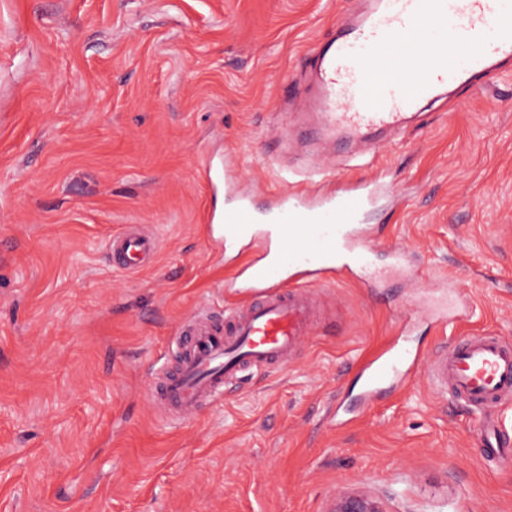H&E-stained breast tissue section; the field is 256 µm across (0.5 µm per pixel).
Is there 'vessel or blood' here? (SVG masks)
<instances>
[{
    "instance_id": "1",
    "label": "vessel or blood",
    "mask_w": 512,
    "mask_h": 512,
    "mask_svg": "<svg viewBox=\"0 0 512 512\" xmlns=\"http://www.w3.org/2000/svg\"><path fill=\"white\" fill-rule=\"evenodd\" d=\"M361 23L332 40L310 60L307 87L288 81L285 101L307 97L312 132L322 140H352L382 151L379 131L401 133L414 110L447 86H472L512 65V0H374ZM210 196L208 237L225 252L249 260L225 282L246 296L242 306L212 322L187 319L173 336L179 350L174 368L153 371L149 396L167 418L187 422L203 404L222 398L245 373L290 363L317 327L311 294L323 280L352 275L376 287L386 268L416 277L406 250L378 246L367 217L386 194L376 179L329 190L330 172L307 186L274 194L257 210L253 194L234 166L207 160ZM115 268L149 267L157 253L154 237L131 225L108 240ZM400 329L385 347L357 369L361 406L407 383L426 365L430 385L442 396L487 413L512 404V348L484 334L439 347L431 358L409 344Z\"/></svg>"
}]
</instances>
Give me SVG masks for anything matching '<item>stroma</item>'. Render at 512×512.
Wrapping results in <instances>:
<instances>
[{"mask_svg":"<svg viewBox=\"0 0 512 512\" xmlns=\"http://www.w3.org/2000/svg\"><path fill=\"white\" fill-rule=\"evenodd\" d=\"M361 0H0V512H327L360 489L387 512H512V455L488 461L478 413L424 373L358 404L356 359L400 316L434 351L512 342V70L454 91L371 156L270 146L295 129L276 95ZM233 161L265 204L297 169L380 179L371 219L421 268L388 301L355 279L314 293L322 325L291 366L256 373L187 424L145 397L197 308L242 296L201 232L203 162ZM137 224L156 262L113 268ZM459 285L466 323L436 327Z\"/></svg>","mask_w":512,"mask_h":512,"instance_id":"obj_1","label":"stroma"}]
</instances>
